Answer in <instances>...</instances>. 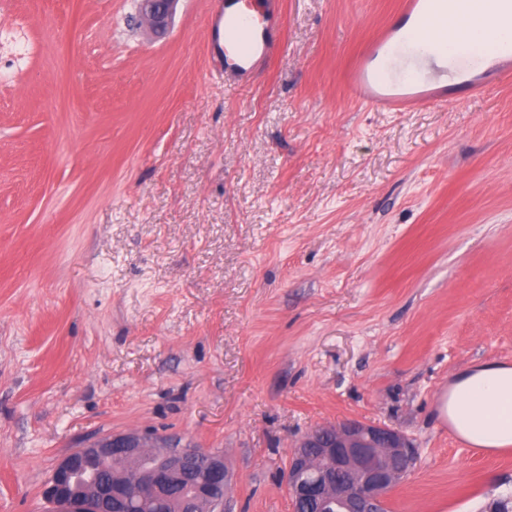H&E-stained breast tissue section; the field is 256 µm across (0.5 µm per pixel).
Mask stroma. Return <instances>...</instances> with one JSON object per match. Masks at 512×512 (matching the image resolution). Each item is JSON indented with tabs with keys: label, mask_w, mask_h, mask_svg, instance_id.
<instances>
[{
	"label": "stroma",
	"mask_w": 512,
	"mask_h": 512,
	"mask_svg": "<svg viewBox=\"0 0 512 512\" xmlns=\"http://www.w3.org/2000/svg\"><path fill=\"white\" fill-rule=\"evenodd\" d=\"M401 0H279L225 73L180 0H0V512H54L70 451L139 431L224 456L232 512H294L303 436L412 438L388 512H487L512 459L450 440L456 376L512 364V82L445 105L355 100ZM137 11L151 32L164 37L172 26L180 0H137Z\"/></svg>",
	"instance_id": "stroma-1"
}]
</instances>
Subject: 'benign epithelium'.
<instances>
[{"mask_svg":"<svg viewBox=\"0 0 512 512\" xmlns=\"http://www.w3.org/2000/svg\"><path fill=\"white\" fill-rule=\"evenodd\" d=\"M180 0H137V11L151 32L165 36ZM417 456L408 436L391 428L348 420L300 440L287 471L292 499L318 512H376L388 491ZM117 459L112 494L129 509L170 506L165 491L174 483L191 486L175 512H223L229 473L224 455L195 448H172L164 439L137 431L101 438L62 458L45 484L43 498L65 512H99L98 463Z\"/></svg>","mask_w":512,"mask_h":512,"instance_id":"benign-epithelium-1","label":"benign epithelium"}]
</instances>
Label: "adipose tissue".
Instances as JSON below:
<instances>
[{
    "instance_id": "ef3b65f1",
    "label": "adipose tissue",
    "mask_w": 512,
    "mask_h": 512,
    "mask_svg": "<svg viewBox=\"0 0 512 512\" xmlns=\"http://www.w3.org/2000/svg\"><path fill=\"white\" fill-rule=\"evenodd\" d=\"M443 412L471 444L486 449L512 444V367L474 368L452 385Z\"/></svg>"
}]
</instances>
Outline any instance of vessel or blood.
<instances>
[{"mask_svg":"<svg viewBox=\"0 0 512 512\" xmlns=\"http://www.w3.org/2000/svg\"><path fill=\"white\" fill-rule=\"evenodd\" d=\"M275 0H264L262 17L240 11L224 22V41L233 46L239 62L267 55ZM462 14L488 31L512 23V0H404L398 24L372 40L353 67L349 80L357 101L376 109L403 112L438 106L436 87L469 95L486 90L485 81L497 75L512 78V44L490 42L485 52L468 50V32H461V50L442 61V48L418 44L417 34L448 17Z\"/></svg>","mask_w":512,"mask_h":512,"instance_id":"obj_1","label":"vessel or blood"}]
</instances>
